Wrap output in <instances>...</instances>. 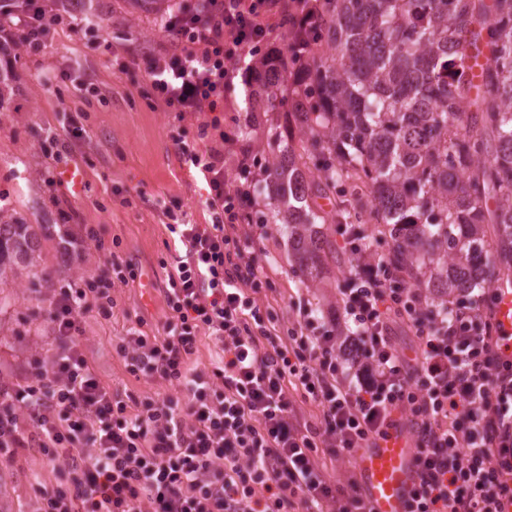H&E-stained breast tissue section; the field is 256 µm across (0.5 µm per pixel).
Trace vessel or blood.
I'll return each mask as SVG.
<instances>
[{"instance_id": "1", "label": "vessel or blood", "mask_w": 512, "mask_h": 512, "mask_svg": "<svg viewBox=\"0 0 512 512\" xmlns=\"http://www.w3.org/2000/svg\"><path fill=\"white\" fill-rule=\"evenodd\" d=\"M495 318L501 335V353L512 360V285L497 290ZM368 512H407L416 483L415 455L404 429L363 449L357 457Z\"/></svg>"}]
</instances>
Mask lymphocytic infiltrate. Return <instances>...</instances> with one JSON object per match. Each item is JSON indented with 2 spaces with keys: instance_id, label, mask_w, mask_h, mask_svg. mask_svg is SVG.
Wrapping results in <instances>:
<instances>
[{
  "instance_id": "lymphocytic-infiltrate-1",
  "label": "lymphocytic infiltrate",
  "mask_w": 512,
  "mask_h": 512,
  "mask_svg": "<svg viewBox=\"0 0 512 512\" xmlns=\"http://www.w3.org/2000/svg\"><path fill=\"white\" fill-rule=\"evenodd\" d=\"M0 12L15 17L0 35L37 50L64 17L58 0L19 14L0 0ZM315 17V0H206L203 12L172 15L143 68L121 67L176 121L197 119L196 139L170 138L208 187L209 221L169 225L166 319L115 346L131 376L169 394L126 402L79 348L83 318L110 316L114 284L137 278L115 260L111 276L54 293L63 348L50 367L18 386L0 381V466L33 450L56 471L33 512H367L358 478L333 480L326 461L355 460L397 425L417 463L409 512H512V361L500 354L495 291L440 307L344 224L354 268L334 310L300 301L283 330L261 302L270 282L249 221L251 157L225 139L223 115L240 71L286 57L283 23L300 34ZM397 319L414 332L411 350L395 342ZM204 335L216 347L208 373L189 365Z\"/></svg>"
}]
</instances>
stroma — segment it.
Here are the masks:
<instances>
[{
    "mask_svg": "<svg viewBox=\"0 0 512 512\" xmlns=\"http://www.w3.org/2000/svg\"><path fill=\"white\" fill-rule=\"evenodd\" d=\"M100 5L103 36L118 48V56L98 48L95 34L78 36L64 26L58 27L38 62L24 47L0 45V55L9 59L22 88L10 110L0 112V200L26 223L55 227L43 243L40 266L0 286V297L8 300L0 308V377L24 382L37 362L58 351L47 314L56 288L97 274L106 265L105 253L93 241L82 242L68 256L60 245L92 227L105 242L115 243L122 259L137 266L139 277L113 288L117 306L112 317L83 319L80 349L103 386L140 399L165 393L166 387L131 377L115 345L129 329L139 326L151 332L165 320L160 261L169 255L166 244L171 237L164 212L173 210L192 224L206 223L207 192L200 177L175 157L169 137L172 113L155 108L146 85L130 84L119 72L120 63L130 62L159 39V27L127 0H101ZM84 74L105 92V100L78 89L77 79ZM79 109L86 115V132L73 149L89 166L81 171L79 183L64 184L65 201L75 217L62 226L53 189L43 176L41 144L65 136ZM266 229L260 260L269 270L273 291L268 298L281 320L290 319V305L301 297L322 310L334 306L353 266L351 259L329 264L323 280H307L288 252L287 228L270 223ZM55 480L52 466L35 452L23 458L19 468L0 470V512H30L36 486H50Z\"/></svg>",
    "mask_w": 512,
    "mask_h": 512,
    "instance_id": "obj_1",
    "label": "stroma"
}]
</instances>
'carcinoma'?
I'll return each instance as SVG.
<instances>
[{
  "mask_svg": "<svg viewBox=\"0 0 512 512\" xmlns=\"http://www.w3.org/2000/svg\"><path fill=\"white\" fill-rule=\"evenodd\" d=\"M128 2L159 24L175 5ZM303 45L247 109L295 123L289 150L267 141L263 181L311 279L338 259L316 225L353 213L392 225L388 261L441 305L511 271L512 0H318ZM18 92L0 66V110ZM336 192L347 208L315 206ZM50 230L0 208V285L37 267Z\"/></svg>",
  "mask_w": 512,
  "mask_h": 512,
  "instance_id": "cac0c4a2",
  "label": "carcinoma"
}]
</instances>
